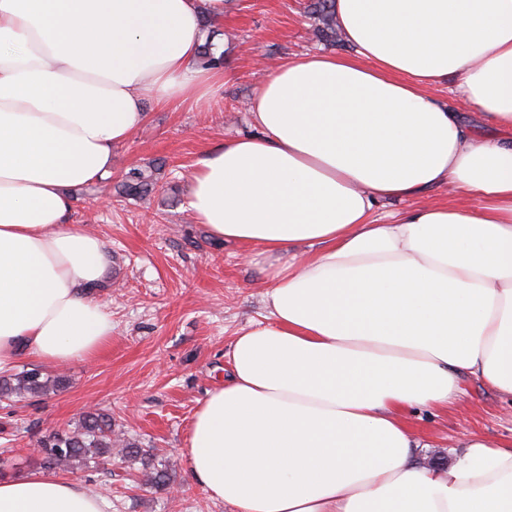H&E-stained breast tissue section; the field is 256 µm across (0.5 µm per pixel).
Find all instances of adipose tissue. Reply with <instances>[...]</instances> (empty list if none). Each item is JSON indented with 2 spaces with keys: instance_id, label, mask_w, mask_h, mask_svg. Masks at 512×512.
<instances>
[{
  "instance_id": "1",
  "label": "adipose tissue",
  "mask_w": 512,
  "mask_h": 512,
  "mask_svg": "<svg viewBox=\"0 0 512 512\" xmlns=\"http://www.w3.org/2000/svg\"><path fill=\"white\" fill-rule=\"evenodd\" d=\"M226 4L0 0V372L110 339L89 295L109 258L72 223L75 192L111 176L147 103L230 80L195 65ZM336 17L351 54L280 64L252 100L259 134L190 174L195 221L272 259L266 319L192 419L190 472L234 512H512V442L474 435L428 469L406 419L455 403L465 374L512 395V0H336ZM442 186L448 201L383 211ZM0 512L104 510L30 472L0 480Z\"/></svg>"
}]
</instances>
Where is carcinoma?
<instances>
[{"label": "carcinoma", "instance_id": "carcinoma-1", "mask_svg": "<svg viewBox=\"0 0 512 512\" xmlns=\"http://www.w3.org/2000/svg\"><path fill=\"white\" fill-rule=\"evenodd\" d=\"M335 0H311L310 13L320 24L319 32L334 37L336 30ZM162 165L133 168L114 186L119 197L133 203L147 202L159 191ZM69 380L60 374H48L38 369H24L0 377V401L17 402L43 397L62 391ZM120 449L126 461L141 463L145 484L167 485L165 473L155 467L153 459L139 440L115 433L112 416L100 409L85 412L73 430H56L41 442V467L52 471L69 472L79 466L89 468L112 459Z\"/></svg>", "mask_w": 512, "mask_h": 512}]
</instances>
